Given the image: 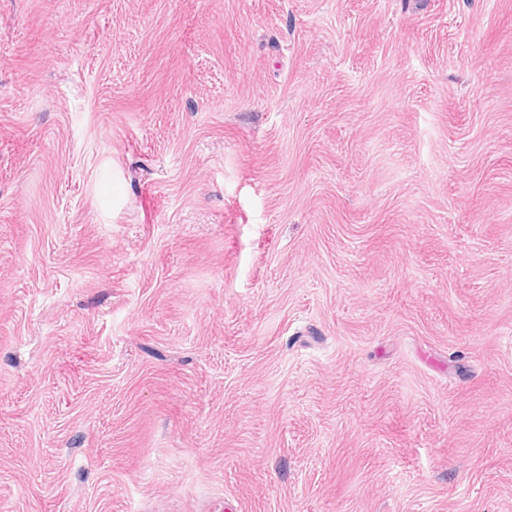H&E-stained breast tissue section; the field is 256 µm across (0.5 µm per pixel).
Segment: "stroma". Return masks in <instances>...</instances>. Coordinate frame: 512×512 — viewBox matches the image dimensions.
<instances>
[{"label": "stroma", "instance_id": "stroma-1", "mask_svg": "<svg viewBox=\"0 0 512 512\" xmlns=\"http://www.w3.org/2000/svg\"><path fill=\"white\" fill-rule=\"evenodd\" d=\"M0 512H512V0H0Z\"/></svg>", "mask_w": 512, "mask_h": 512}]
</instances>
